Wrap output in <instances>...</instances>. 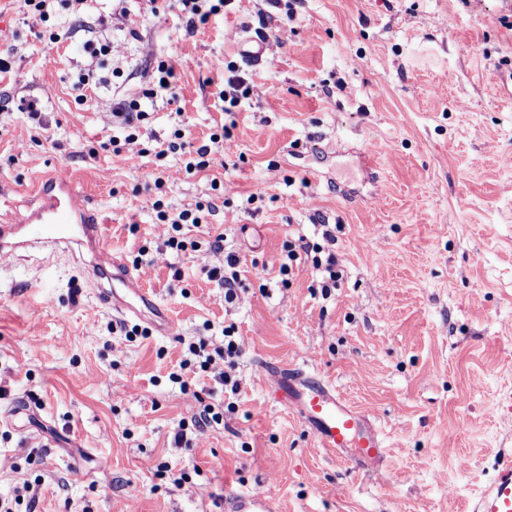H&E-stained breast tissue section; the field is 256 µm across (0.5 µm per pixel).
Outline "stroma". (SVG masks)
<instances>
[{
    "mask_svg": "<svg viewBox=\"0 0 512 512\" xmlns=\"http://www.w3.org/2000/svg\"><path fill=\"white\" fill-rule=\"evenodd\" d=\"M101 26L116 0H57L48 22L0 0V52L13 70L0 96L41 102L44 130L0 114V214L32 206L48 171L78 180L108 224L106 243L0 253V503L12 512H222L230 493L268 490L281 512H473L512 450V0H295V17L266 0H233L182 44L179 0ZM288 38L260 65L241 61L240 33ZM58 28L49 43L46 27ZM110 41L90 57L87 41ZM257 94L228 113L223 60ZM178 74L175 101H155L143 128L151 156L131 169L101 148L112 100L139 93L157 61ZM120 75H113V68ZM109 77L86 104L81 71ZM450 82H439L441 73ZM234 123L230 149L210 144ZM213 165L187 173L180 155L156 160L174 127ZM182 209L227 187L199 243L158 254L149 176ZM262 199L247 204L249 195ZM336 238L340 277L322 293L311 260L279 265L285 245ZM242 258V304H228L205 266L209 228ZM139 268L150 305L118 317L99 303L108 280L91 265L114 256ZM174 334L156 329L160 316ZM122 323L149 328L128 340ZM243 342L238 394L185 371L186 345ZM294 365L328 380L376 423L387 449L381 478L320 448L269 400L262 371ZM27 404L15 414L13 404ZM235 412L178 448L173 433L198 402Z\"/></svg>",
    "mask_w": 512,
    "mask_h": 512,
    "instance_id": "stroma-1",
    "label": "stroma"
}]
</instances>
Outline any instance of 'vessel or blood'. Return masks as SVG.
I'll return each mask as SVG.
<instances>
[{"label": "vessel or blood", "mask_w": 512, "mask_h": 512, "mask_svg": "<svg viewBox=\"0 0 512 512\" xmlns=\"http://www.w3.org/2000/svg\"><path fill=\"white\" fill-rule=\"evenodd\" d=\"M35 209L15 213L0 225V250L53 249L61 244L103 242L105 226L97 211L81 201L76 182L62 173L47 175ZM271 397L296 412L320 447L354 463L367 474H380L386 448L371 418L352 407L327 382L296 368L269 372ZM224 512H279L276 498L258 490L224 498ZM475 512H512V455H501L497 474L479 498Z\"/></svg>", "instance_id": "1"}]
</instances>
